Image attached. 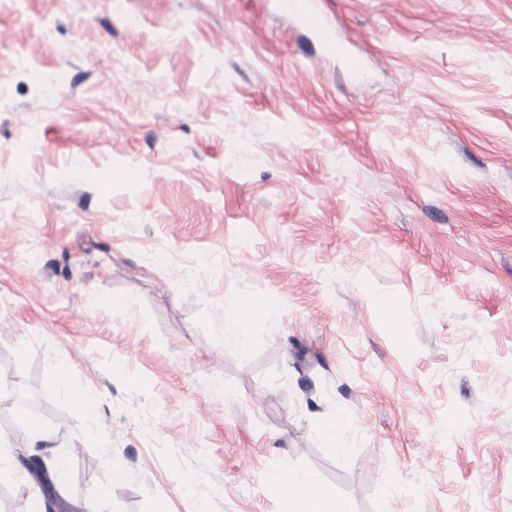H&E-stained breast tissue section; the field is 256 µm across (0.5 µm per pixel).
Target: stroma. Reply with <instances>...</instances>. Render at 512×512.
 I'll list each match as a JSON object with an SVG mask.
<instances>
[{
	"instance_id": "obj_1",
	"label": "stroma",
	"mask_w": 512,
	"mask_h": 512,
	"mask_svg": "<svg viewBox=\"0 0 512 512\" xmlns=\"http://www.w3.org/2000/svg\"><path fill=\"white\" fill-rule=\"evenodd\" d=\"M318 4L360 76L278 0H0V440L41 392L79 512H512V0ZM274 309L275 304L272 301L247 302L228 315V330L235 334L233 337L241 348L247 349L253 344V339L245 332V323L260 319ZM275 482L284 490L289 505H299L300 509L288 508L289 512H351L344 499L326 496L305 476L280 471L274 477Z\"/></svg>"
}]
</instances>
